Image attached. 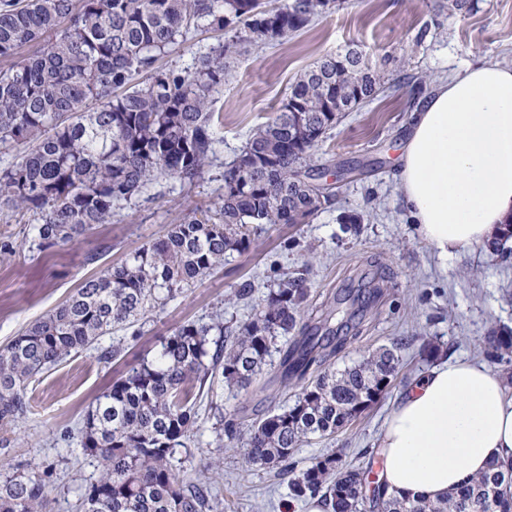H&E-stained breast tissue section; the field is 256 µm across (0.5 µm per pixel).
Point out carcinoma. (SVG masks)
Instances as JSON below:
<instances>
[{
    "mask_svg": "<svg viewBox=\"0 0 512 512\" xmlns=\"http://www.w3.org/2000/svg\"><path fill=\"white\" fill-rule=\"evenodd\" d=\"M339 0H0V145H23L0 170V211L39 215L38 246L72 242L112 222L113 206L129 202L159 176L192 183L215 155L214 95L224 87L226 56L288 37ZM68 25L58 29L61 18ZM205 26L233 33L211 48L191 75L159 66L161 58ZM56 31L34 58L19 49ZM386 76L360 53L327 55L297 77L286 102L259 127L224 171L215 216L183 220L125 262L86 280L67 300L0 347V428L26 415L27 390L45 370L118 327L130 328L153 309L249 250L265 224H308L336 201L345 170L315 168L311 151L347 112L386 89ZM310 294L304 272L283 275L253 316L187 322L149 360L142 359L96 399L80 428L83 454L98 477L80 497V512H223L213 482L181 469L197 423L192 400L220 377L248 388L277 339L299 329L283 353V382L314 380L285 404L241 427L249 463L279 475L295 470L296 450L313 437L343 430L374 404L398 373V347H381L336 370L328 361L347 337L300 324ZM216 337L210 341V337ZM484 353L512 362V328L493 330ZM335 453L317 457L288 482L291 498L320 499L324 512H512V462H497L431 503L390 494ZM48 470L39 466L0 479V512H53Z\"/></svg>",
    "mask_w": 512,
    "mask_h": 512,
    "instance_id": "obj_1",
    "label": "carcinoma"
}]
</instances>
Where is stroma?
Segmentation results:
<instances>
[{
	"mask_svg": "<svg viewBox=\"0 0 512 512\" xmlns=\"http://www.w3.org/2000/svg\"><path fill=\"white\" fill-rule=\"evenodd\" d=\"M224 34L200 28L161 64L194 73L199 59ZM354 46L383 69L394 88L355 112L346 113L316 148V164L368 163L363 178L337 181L335 206L310 223L267 224L250 249L228 255L221 269L154 309L138 335L118 330L44 372L28 390L30 410L0 431V477L26 465L51 468L54 512H76L84 487L98 475L83 455L79 427L89 406L121 377L127 366L156 354L185 322H209L222 314L237 326L254 313L253 301L232 295L244 282L255 299L276 287L282 273L308 269L310 297L301 321L329 319L337 335H350L332 357L333 367L361 359L376 348L401 342L399 378L366 414L335 436L310 439L295 453L297 469L316 457L342 451L347 462L367 466L364 449L376 447L404 381L430 369L419 338H435L449 359L483 362L484 338L492 328H512V254L485 245L443 258L415 236L399 188L397 159L412 112L445 78L486 62L512 66V0H478L470 14L448 16L437 0H343L335 12L306 29L227 59L229 75L211 110L218 143L204 176L192 184L162 177L132 201L115 208L112 221L77 240L38 247L37 216L26 209L0 211V346L64 301L81 282L124 262L162 235L169 225L215 209L224 193V170L253 131L286 99L297 76L321 57ZM381 289L368 307L343 304L331 311L334 293L367 283ZM263 372L245 391L215 381L198 399L199 420L191 454L183 463L193 475L203 463L219 465L214 481L224 512H308L290 501L288 482L248 463L241 442H226L223 420L254 418L293 401L300 383L280 379L279 339ZM120 348L109 358L111 348Z\"/></svg>",
	"mask_w": 512,
	"mask_h": 512,
	"instance_id": "1",
	"label": "stroma"
}]
</instances>
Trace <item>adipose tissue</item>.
Masks as SVG:
<instances>
[{"label":"adipose tissue","instance_id":"adipose-tissue-1","mask_svg":"<svg viewBox=\"0 0 512 512\" xmlns=\"http://www.w3.org/2000/svg\"><path fill=\"white\" fill-rule=\"evenodd\" d=\"M398 177L419 235L448 257L512 222V68L484 63L440 84L414 112ZM388 492L437 501L512 460V379L449 361L405 390L378 440Z\"/></svg>","mask_w":512,"mask_h":512}]
</instances>
